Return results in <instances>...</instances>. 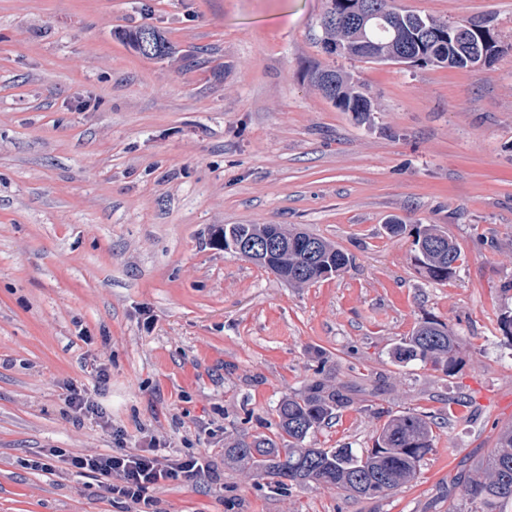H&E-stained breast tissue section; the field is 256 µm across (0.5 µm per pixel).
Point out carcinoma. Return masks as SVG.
Segmentation results:
<instances>
[{
    "label": "carcinoma",
    "mask_w": 512,
    "mask_h": 512,
    "mask_svg": "<svg viewBox=\"0 0 512 512\" xmlns=\"http://www.w3.org/2000/svg\"><path fill=\"white\" fill-rule=\"evenodd\" d=\"M321 18L324 48L338 41L350 43L348 55L359 56L356 44L370 48V60H381L405 51L422 56L423 63L435 67L466 68L471 58L461 52L448 23L433 17H422L397 4V0H327ZM356 5H369L384 10L387 17L355 25L347 31L336 28V11ZM150 31L156 43V58L171 53L169 42L153 27L141 26L126 34L138 53L141 41ZM330 85L317 84L322 93H330L336 107L360 117L372 111V101L361 92L351 77L340 70H328ZM271 233L281 235L288 247L267 270L293 285H312L328 279L350 264V257L332 243L300 228L281 224H226L214 232V241L229 247L241 241L261 239ZM415 260L430 280L444 282L456 273L460 252L448 235L432 225L412 232ZM317 244L316 253L306 255L303 243ZM460 341L448 325L437 320L421 322L395 345L392 361L409 364L420 361L449 375L461 362ZM351 398L341 388L323 380L311 382L307 389L287 396L276 407L278 427L286 444L281 446L270 438L252 442L239 441L224 449V463L243 464L255 476L267 479L280 490H290L312 483L336 488L353 497L385 496L402 488L417 477L420 463L432 448L434 422L427 416L406 411L389 416L375 440L373 448L360 453L351 448H308L304 442L309 434L327 425L336 410L350 404ZM463 498L476 507L475 512H504L512 505V430L501 434L498 448L480 464L470 467L459 485Z\"/></svg>",
    "instance_id": "obj_1"
}]
</instances>
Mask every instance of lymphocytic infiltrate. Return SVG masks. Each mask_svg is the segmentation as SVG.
<instances>
[{"mask_svg": "<svg viewBox=\"0 0 512 512\" xmlns=\"http://www.w3.org/2000/svg\"><path fill=\"white\" fill-rule=\"evenodd\" d=\"M59 463L98 480L109 494L123 499L134 512H162L155 496L157 489L174 482L196 485L209 469L205 457L173 454L162 448L156 437L150 438L146 447L123 448L106 455L48 448L37 458L24 460L23 465L51 472Z\"/></svg>", "mask_w": 512, "mask_h": 512, "instance_id": "obj_1", "label": "lymphocytic infiltrate"}]
</instances>
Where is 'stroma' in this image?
Instances as JSON below:
<instances>
[{
    "label": "stroma",
    "mask_w": 512,
    "mask_h": 512,
    "mask_svg": "<svg viewBox=\"0 0 512 512\" xmlns=\"http://www.w3.org/2000/svg\"><path fill=\"white\" fill-rule=\"evenodd\" d=\"M399 3L490 20L502 50L452 69L338 57L325 0H0V512H130L93 478L20 460L137 448L144 431L215 469L160 490L165 512H470L448 493L458 461L512 428V0ZM141 26L174 53L139 55L123 34ZM326 66L353 73L369 120L314 86ZM394 219L446 232L456 275L429 281ZM224 224L295 225L350 263L292 287L214 246ZM427 319L461 339L455 375L392 362ZM100 353L112 425L78 428L64 386L92 390ZM318 375L352 403L307 445L364 450L378 410L427 415L416 479L351 498L225 467L229 442L278 438V402Z\"/></svg>",
    "instance_id": "obj_1"
}]
</instances>
